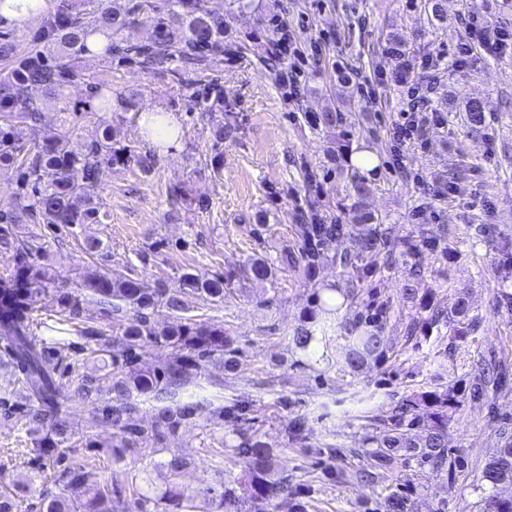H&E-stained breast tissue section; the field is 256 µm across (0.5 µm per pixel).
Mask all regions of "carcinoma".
Returning <instances> with one entry per match:
<instances>
[{"instance_id":"1","label":"carcinoma","mask_w":512,"mask_h":512,"mask_svg":"<svg viewBox=\"0 0 512 512\" xmlns=\"http://www.w3.org/2000/svg\"><path fill=\"white\" fill-rule=\"evenodd\" d=\"M60 8L49 17L41 40L33 48L15 57L12 68L0 76V169L17 174L19 191L16 207L42 224L73 226L99 224L100 205L96 192L108 177L112 165L131 160L144 169L153 166L154 155L139 152L131 146H112L109 128L102 136L78 148L64 144L71 128L70 119L59 117V133L35 135L28 141L18 136L22 126L38 131L43 111L33 101L30 90L43 89L47 100L58 101L65 89L84 84L89 89L90 113H110L121 110L136 112L135 98L112 93V87L95 81L76 65L75 60L89 53L88 38L103 30L112 33L106 47L107 61L133 55L145 69L164 68L175 61L207 67L212 56L224 52V17L205 8L204 0H161L155 11L168 12L169 19L156 25L154 39L143 44H129L123 32L137 25L131 12L117 6V0H90L92 10L82 12L60 0ZM82 174L76 181L73 174ZM9 214L0 215V246L11 252L10 259L0 267V346L22 376L26 390L25 417L33 437V451L55 462L64 459L66 449L73 447L70 412L62 394L57 364L49 356L51 347L38 334L40 296L52 284L53 278L38 258L45 245L34 238L23 246H15L8 238ZM347 225L339 221L325 223L312 214L311 223L301 224L298 233L308 267L319 257L325 244L345 235ZM444 236L430 233L424 224L417 227L416 239L400 247L384 225L366 224L358 234L353 251L337 253L333 261L346 273L362 271L373 274L401 260L409 268V279L403 289L407 298L418 301L424 316L404 328L405 340L430 331L440 322H448V307L440 289L425 291L413 287L421 276L420 258L424 251L435 250ZM384 253L380 267L373 257ZM247 277L266 282L274 269L267 260L251 258L245 264ZM229 283L222 276L200 280L185 274L179 287L172 288L161 281L114 276L109 269L86 271L80 288L98 299L113 314L125 313L112 324V335L118 338V350L110 355L112 369V403L105 406L95 425L112 429L124 448L151 445L162 448L176 433L183 421L208 410L211 401L202 397L196 402H183L185 389L193 384L208 365L219 362L234 371L239 365V351L224 331L213 322L180 321L186 310L185 293H203L216 301L224 299ZM361 288L349 281L344 288H319L313 293L305 322L292 336L295 347L308 359L336 361L340 371L358 373L371 363L380 365L393 351L391 337L386 335V311L374 302L360 301ZM165 306L175 320L162 331L156 330L154 311ZM355 309L353 317L340 312ZM167 348L173 360L164 367L143 363L151 348ZM512 371L493 359L481 360L471 366L465 385L457 388L436 387L401 398L391 413L382 420L381 435L373 440L372 456L391 459L397 455L415 459L419 465H430L450 473L461 466V460L448 455V412L461 406L464 396L476 403L507 385ZM142 396L154 401L151 423L141 424L139 402ZM250 412L247 402L224 407V419L231 424L230 447L244 472L241 483L243 496L233 488L219 494L218 508H235L240 498L271 504L281 497L293 502V512H307L300 487L276 467L274 450L260 436L239 425ZM419 435H413L414 430ZM306 418L299 414L288 420V441L306 438ZM503 444L497 454L485 463L480 483L489 487L480 512H512V494L502 496L501 486L512 488V434L503 431ZM187 466V458L170 453L164 468L170 477L179 475ZM66 488L75 495L46 494V512H121L126 508L123 491L98 482L85 465L67 468ZM190 498L174 482L159 489L147 485L134 500L135 512H166V507L189 508ZM387 512H417V506L407 494L397 490L387 498Z\"/></svg>"}]
</instances>
